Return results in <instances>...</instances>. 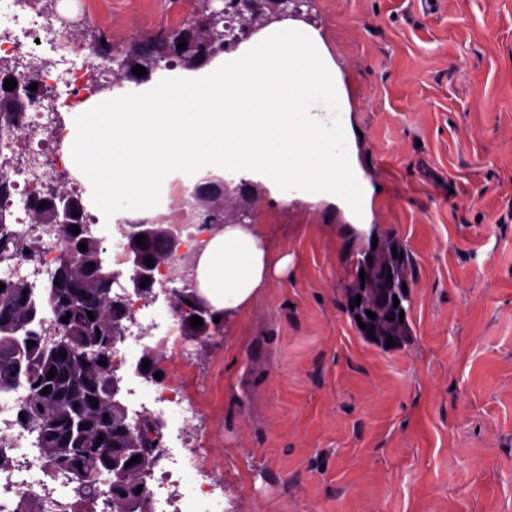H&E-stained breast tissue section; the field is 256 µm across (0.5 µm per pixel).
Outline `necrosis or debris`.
<instances>
[{
  "mask_svg": "<svg viewBox=\"0 0 512 512\" xmlns=\"http://www.w3.org/2000/svg\"><path fill=\"white\" fill-rule=\"evenodd\" d=\"M5 61L11 63L14 76L34 85L35 91L22 111L0 117V192L7 194L14 217L13 223L0 229L12 236L18 248L16 264L0 269V278L21 277L39 291L48 287L59 262L62 234L59 226L41 225V246L29 251L34 203L52 184L70 193L85 191L58 156L63 137L58 114L79 101L81 90L105 62L79 38L71 19L45 12L41 0H0V62ZM171 193L182 244L178 260L183 263L208 240L211 228L194 217L193 188L176 182ZM125 229L122 223L111 225L105 236L112 258V295L125 305L120 333L109 352L112 368L130 371V423L149 416L166 417L172 423L171 434L159 438L154 450L147 494L153 512H214L224 503V487L203 473L207 449L186 450L179 443L197 418L196 409L185 402L183 376L143 375L136 358L140 351L179 345L182 313L176 309L162 316L145 311L141 298L127 292V266L118 245ZM27 393L21 384L8 396H0V455L13 463L12 469L0 472V512H20L24 503L35 499L53 512H74L62 476L43 469L20 424L19 408Z\"/></svg>",
  "mask_w": 512,
  "mask_h": 512,
  "instance_id": "4bbe7bcc",
  "label": "necrosis or debris"
}]
</instances>
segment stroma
<instances>
[{"label":"stroma","mask_w":512,"mask_h":512,"mask_svg":"<svg viewBox=\"0 0 512 512\" xmlns=\"http://www.w3.org/2000/svg\"><path fill=\"white\" fill-rule=\"evenodd\" d=\"M77 20L104 59L171 33L111 0ZM335 62L363 172L354 216L285 198L251 210L287 268L187 340L192 429L224 473L226 512H512V0H308ZM413 260L412 334L383 349L344 309L370 233Z\"/></svg>","instance_id":"35a3bbf8"}]
</instances>
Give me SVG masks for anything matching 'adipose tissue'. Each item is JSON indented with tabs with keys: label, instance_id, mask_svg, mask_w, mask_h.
<instances>
[{
	"label": "adipose tissue",
	"instance_id": "adipose-tissue-1",
	"mask_svg": "<svg viewBox=\"0 0 512 512\" xmlns=\"http://www.w3.org/2000/svg\"><path fill=\"white\" fill-rule=\"evenodd\" d=\"M280 272L258 225L228 224L201 252L195 281L199 296L214 309L241 311Z\"/></svg>",
	"mask_w": 512,
	"mask_h": 512
}]
</instances>
